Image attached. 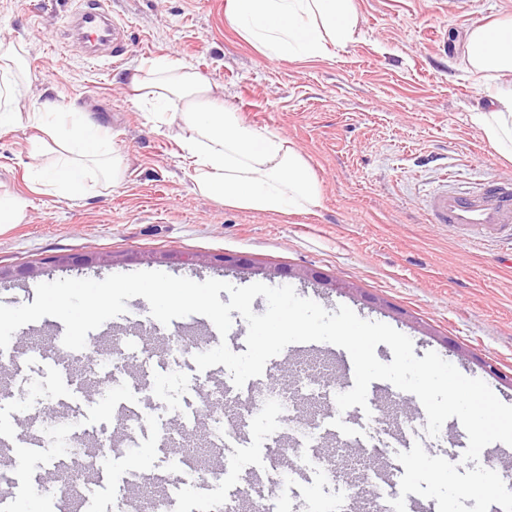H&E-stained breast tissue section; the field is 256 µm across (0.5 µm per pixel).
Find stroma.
Instances as JSON below:
<instances>
[{"mask_svg": "<svg viewBox=\"0 0 512 512\" xmlns=\"http://www.w3.org/2000/svg\"><path fill=\"white\" fill-rule=\"evenodd\" d=\"M77 0H0V42L21 47L28 97L74 108L107 129L110 149L124 159L118 184L92 169L87 195L63 198L34 188L29 180L33 128H0V195L28 200L17 224H0V267L42 264L37 278L0 280V301L16 306V288L60 279L101 280L118 273L161 271L196 282L217 279L235 286L265 282L267 270L286 267L294 290L316 292L326 310L350 307L359 317L386 323L408 336L416 357L433 351L465 365L512 405V250L498 242L472 245L467 230L427 223V190L451 176L463 182L512 178V162L496 155L472 125L470 114L487 107L480 85L462 71L465 34L477 21L512 16V0H355L358 29L353 41L325 58L271 60L225 21L229 0H112V14L125 30L119 66L89 63L79 47L62 42L63 17ZM169 55L195 67L215 93L244 121L292 141L314 169L322 205L312 213L267 214L224 206L198 194L179 145L178 126L155 124L129 102L123 77L140 62ZM99 263L78 265V258ZM169 262H161V255ZM233 254L244 269L211 265L210 257ZM70 257L67 265L58 264ZM117 327L101 334L89 351L64 346L52 334V318L33 322L38 342L84 372L87 385L104 379L137 378L135 410L120 426L115 409L96 397L83 403V425L105 433L123 430L131 448L119 447L95 462L84 512H117L130 487L129 449L141 453V475L151 487L177 496L187 512H208L196 492L237 502L252 512L253 496L241 468L273 473L269 443L281 456L306 468L314 445L298 428L332 412L336 424L356 422L361 434L377 419L398 414L399 390L388 386L369 409L338 411L342 383L325 384L320 398L305 399L303 383L330 373L343 348L317 342L292 359L276 355L286 406L266 414L265 435L236 442L234 456L218 458L212 439L230 433V418L218 401L229 371L212 369L203 383L193 356L170 350L171 337L152 333L148 302L135 297ZM108 352L114 365H87ZM71 402L60 370L27 354L0 361V424L25 415L33 434ZM200 417L192 468L179 466V449L155 452L151 436L176 414ZM399 449L380 437L356 450L338 441L323 454L335 465L326 491L341 495L348 481L365 484L376 505L400 494V476L382 483L380 464L396 463Z\"/></svg>", "mask_w": 512, "mask_h": 512, "instance_id": "stroma-1", "label": "stroma"}]
</instances>
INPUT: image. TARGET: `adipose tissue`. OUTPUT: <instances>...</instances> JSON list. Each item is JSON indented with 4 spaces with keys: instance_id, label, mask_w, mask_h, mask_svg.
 Returning <instances> with one entry per match:
<instances>
[{
    "instance_id": "adipose-tissue-1",
    "label": "adipose tissue",
    "mask_w": 512,
    "mask_h": 512,
    "mask_svg": "<svg viewBox=\"0 0 512 512\" xmlns=\"http://www.w3.org/2000/svg\"><path fill=\"white\" fill-rule=\"evenodd\" d=\"M226 18L270 59L326 57L352 41L358 25L354 0H231ZM16 60L12 47L0 49V125L40 129L32 155H39L49 138L60 149L53 164L33 167L35 182L69 198L81 188L90 164L120 181L123 159L106 151L103 127L49 101L20 103L12 72ZM461 66L491 100L490 108L472 112L473 125L501 158L512 161V17L474 23ZM126 86L139 111L165 125L181 123L182 149L200 195L263 213H310L320 207V182L301 151L288 139L245 123L191 66L160 56L134 67Z\"/></svg>"
}]
</instances>
